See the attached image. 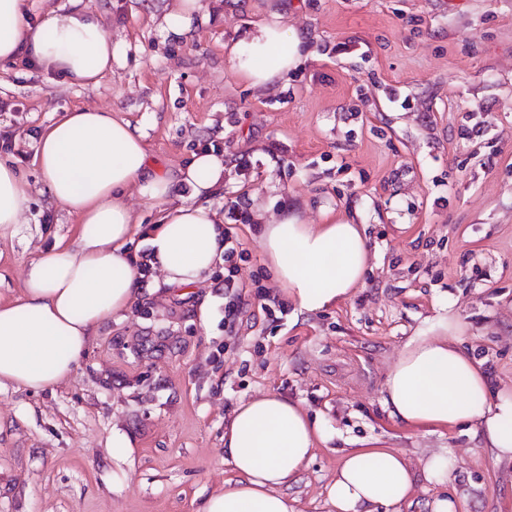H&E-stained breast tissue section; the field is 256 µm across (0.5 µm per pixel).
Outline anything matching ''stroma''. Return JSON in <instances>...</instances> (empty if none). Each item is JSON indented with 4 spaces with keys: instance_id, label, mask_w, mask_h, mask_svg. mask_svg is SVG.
Listing matches in <instances>:
<instances>
[{
    "instance_id": "1",
    "label": "stroma",
    "mask_w": 512,
    "mask_h": 512,
    "mask_svg": "<svg viewBox=\"0 0 512 512\" xmlns=\"http://www.w3.org/2000/svg\"><path fill=\"white\" fill-rule=\"evenodd\" d=\"M205 3L208 21L174 36L163 28L174 0H79L112 34V70L95 87L24 56L0 62V135L12 140L0 160L32 189L18 236L0 240V300L18 296L32 258L76 233L34 156L63 109L140 127L165 169L219 148L224 174L201 203L234 202L243 217L239 292L225 291L220 265L186 295L151 273L69 380L0 388V512H197L233 476V409L268 394L332 435L283 489L294 512H333L326 484L343 449L364 444L414 465L455 457L446 483L417 479L407 512H433L440 498L459 512H512V463L495 461L471 425L411 429L382 405L406 341L450 314L492 388L512 393V0ZM275 14L296 30L301 61L257 90L224 47ZM285 212L362 225L370 268L335 307L298 312L274 283L260 234ZM239 295L248 306L225 323Z\"/></svg>"
}]
</instances>
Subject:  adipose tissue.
Listing matches in <instances>:
<instances>
[{"instance_id":"adipose-tissue-1","label":"adipose tissue","mask_w":512,"mask_h":512,"mask_svg":"<svg viewBox=\"0 0 512 512\" xmlns=\"http://www.w3.org/2000/svg\"><path fill=\"white\" fill-rule=\"evenodd\" d=\"M300 39L282 19L228 46L235 72L252 87L286 80ZM29 52L47 74L82 87L112 69V36L78 8L59 7L31 24L25 0H0V60ZM35 160L51 202L77 220L71 244L32 259L21 296L0 302V387L42 391L68 380L100 330L139 300L140 274L126 249L133 219L122 197L136 189L158 206L149 264L167 284L199 286L224 254L222 221L211 208L171 205L180 185L207 195L224 172L223 156L202 153L164 171L149 157L144 133L100 109H65L40 136ZM30 187L0 161V238L15 237ZM261 245L275 282L302 313L336 306L360 285L370 248L349 221L306 224L284 215L262 227ZM454 320L412 337L387 373L382 401L407 428L473 425L496 460L512 461V395L492 393L481 361L463 349ZM325 425L295 402L264 395L240 402L224 429L234 477L203 500L199 512H292L282 489L307 466ZM456 466L448 453L414 472L389 448L347 451L327 484L334 512H401L417 475L442 484Z\"/></svg>"}]
</instances>
